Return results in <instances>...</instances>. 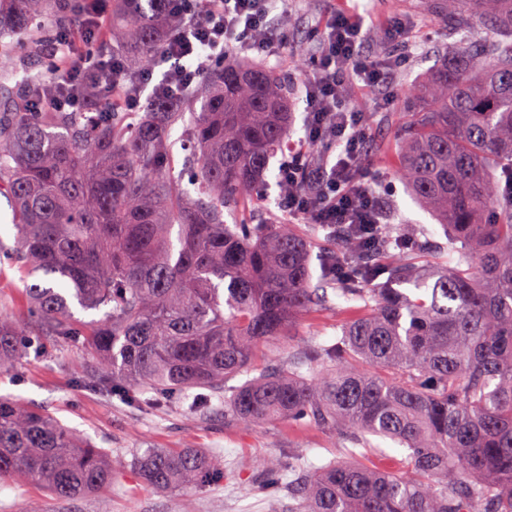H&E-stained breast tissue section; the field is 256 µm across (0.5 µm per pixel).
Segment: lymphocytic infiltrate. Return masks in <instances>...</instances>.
Returning <instances> with one entry per match:
<instances>
[{"mask_svg":"<svg viewBox=\"0 0 512 512\" xmlns=\"http://www.w3.org/2000/svg\"><path fill=\"white\" fill-rule=\"evenodd\" d=\"M174 18L155 68L141 73L126 99L136 111L142 100L180 99L186 87L220 60L224 53L270 57L283 40L272 20L280 0H168ZM365 20L343 11H330L319 49L305 76L304 139L325 147L320 165L305 163L302 152L289 150L279 166L278 181L287 185L279 208L289 219L323 225L330 230L347 224H371L383 209L384 190L362 173L366 133L364 114L350 101L351 86L370 90L386 87L395 58L365 55ZM124 71L120 61L102 67L88 58L82 68L68 60L50 65L48 86L67 88L71 108L84 109L99 86L116 87Z\"/></svg>","mask_w":512,"mask_h":512,"instance_id":"lymphocytic-infiltrate-1","label":"lymphocytic infiltrate"}]
</instances>
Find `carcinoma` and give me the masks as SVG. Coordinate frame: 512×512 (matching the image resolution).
Segmentation results:
<instances>
[{"label":"carcinoma","instance_id":"carcinoma-1","mask_svg":"<svg viewBox=\"0 0 512 512\" xmlns=\"http://www.w3.org/2000/svg\"><path fill=\"white\" fill-rule=\"evenodd\" d=\"M464 33L407 90L398 172L447 229L454 264L436 267L416 224H351L323 251L288 218L254 220L271 160L292 133L281 70L229 54L184 96L127 112L109 92L58 107L32 63L48 34H80L78 0L0 8V194L11 199L35 325L0 314V365L23 337H88L96 383L157 405L224 392L233 424L328 428L354 456L401 448L399 475L357 460L306 466L294 512H512V0H430ZM171 27L167 0H112L100 56L150 67ZM232 223H227V220ZM357 312L328 344L272 369L254 352L286 335L328 292ZM103 317L80 330L71 302ZM240 375L246 379L233 385ZM147 485L217 476L202 451H149ZM0 477L60 498L112 484V463L53 416L0 397Z\"/></svg>","mask_w":512,"mask_h":512}]
</instances>
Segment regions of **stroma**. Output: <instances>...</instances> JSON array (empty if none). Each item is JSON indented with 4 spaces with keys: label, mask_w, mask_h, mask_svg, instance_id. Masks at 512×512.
<instances>
[{
    "label": "stroma",
    "mask_w": 512,
    "mask_h": 512,
    "mask_svg": "<svg viewBox=\"0 0 512 512\" xmlns=\"http://www.w3.org/2000/svg\"><path fill=\"white\" fill-rule=\"evenodd\" d=\"M327 0H288L292 18L281 32L286 44L302 43L314 51L310 39L328 12ZM355 11L365 15L366 50L376 57L395 53L402 66L385 97L351 88L353 104L367 121L362 165L369 179L390 182L387 210L399 224L424 226L429 238L446 244L443 228L422 209L400 179L394 162V142L400 123V101L407 87L429 70L439 55L458 41L429 14L423 0H355ZM403 23L405 32L393 37L389 25ZM22 265L0 255V314L19 322L29 318L21 295ZM347 317L342 300L306 314L293 335L258 352L259 364L275 366L288 352L329 340ZM97 374L92 351L79 343H60L31 337L19 356L0 368V396H12L43 410L93 447L108 449L115 466L112 487L79 499H59L17 479H0V512H21L37 504L40 512H289L287 473L277 487L262 485L264 464L286 450L317 464L343 457L334 432L301 422L282 421L245 430L224 421V405L188 411L180 394L159 407L137 406L89 386ZM202 448L224 461V473L189 488L160 491L149 487L133 467L137 456L155 449Z\"/></svg>",
    "instance_id": "stroma-1"
}]
</instances>
